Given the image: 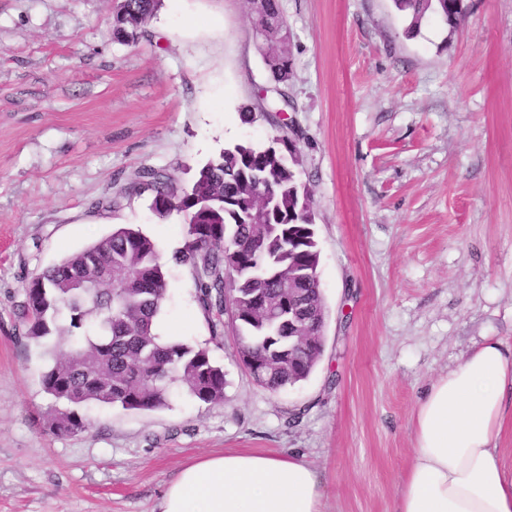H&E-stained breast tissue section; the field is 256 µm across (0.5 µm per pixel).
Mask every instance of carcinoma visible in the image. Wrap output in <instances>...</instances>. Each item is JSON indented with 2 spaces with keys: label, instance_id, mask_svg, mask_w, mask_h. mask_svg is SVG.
<instances>
[{
  "label": "carcinoma",
  "instance_id": "1",
  "mask_svg": "<svg viewBox=\"0 0 512 512\" xmlns=\"http://www.w3.org/2000/svg\"><path fill=\"white\" fill-rule=\"evenodd\" d=\"M414 37L435 17L457 28L464 0H392ZM159 0H124L114 19L119 36L137 38ZM258 27L263 62L273 81H288L289 51L268 36L284 28L279 0H245ZM279 145L238 143L198 171L185 189L172 175L144 168L117 185L110 204L152 194L151 209L165 218L184 216L180 247L165 259L157 242L131 224L36 273L24 289L21 315L26 339L50 345L53 360L41 374L53 401L48 415L58 435L88 427L92 405L155 411L170 405L176 388L204 404L224 402L225 375L207 347L162 343L154 320L166 298L165 265L185 266L195 282V302L221 344L224 316L237 338L238 356L255 382L276 393L306 380L322 347L288 331V276L320 262L310 189L298 179L296 140ZM293 300L306 318L325 309L320 289L299 278Z\"/></svg>",
  "mask_w": 512,
  "mask_h": 512
}]
</instances>
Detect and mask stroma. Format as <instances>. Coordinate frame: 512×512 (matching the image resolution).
<instances>
[{"label":"stroma","mask_w":512,"mask_h":512,"mask_svg":"<svg viewBox=\"0 0 512 512\" xmlns=\"http://www.w3.org/2000/svg\"><path fill=\"white\" fill-rule=\"evenodd\" d=\"M121 2L0 0V512H159L183 463L223 451L303 454L325 512H394L418 399L485 338L512 348V0H466L457 29L414 37L392 0H280L278 112L243 0H161L135 40L114 34ZM290 128L326 307L308 379L257 385L170 264L161 316L211 346L223 403L92 405L87 430L54 435L28 280L118 224L171 254L183 216L146 194L104 207L116 184L151 167L186 186L224 147Z\"/></svg>","instance_id":"obj_1"}]
</instances>
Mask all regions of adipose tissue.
Wrapping results in <instances>:
<instances>
[{
	"label": "adipose tissue",
	"mask_w": 512,
	"mask_h": 512,
	"mask_svg": "<svg viewBox=\"0 0 512 512\" xmlns=\"http://www.w3.org/2000/svg\"><path fill=\"white\" fill-rule=\"evenodd\" d=\"M512 409V350L488 339L418 401L395 512H512L494 444ZM322 479L296 457L224 453L184 465L160 512H322Z\"/></svg>",
	"instance_id": "obj_1"
}]
</instances>
